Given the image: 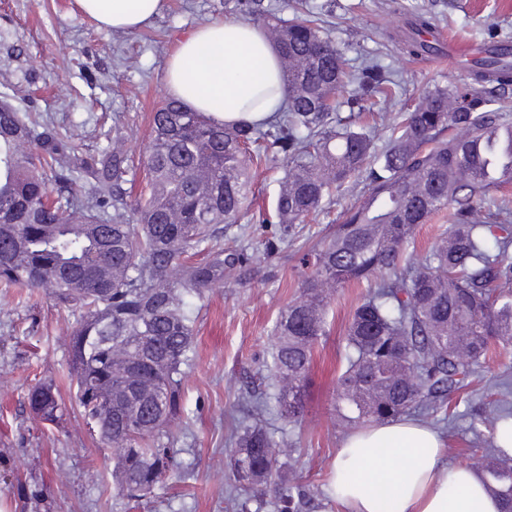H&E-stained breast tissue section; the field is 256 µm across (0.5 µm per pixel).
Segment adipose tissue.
<instances>
[{"label":"adipose tissue","mask_w":512,"mask_h":512,"mask_svg":"<svg viewBox=\"0 0 512 512\" xmlns=\"http://www.w3.org/2000/svg\"><path fill=\"white\" fill-rule=\"evenodd\" d=\"M98 28L135 31L161 14L164 0H75ZM166 82L189 109L224 124L261 122L283 100L276 53L259 28L241 20L197 28L167 61ZM330 487L345 512H502L479 473L446 461L442 435L403 417L351 433L338 451Z\"/></svg>","instance_id":"obj_1"}]
</instances>
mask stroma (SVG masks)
<instances>
[{
  "label": "stroma",
  "mask_w": 512,
  "mask_h": 512,
  "mask_svg": "<svg viewBox=\"0 0 512 512\" xmlns=\"http://www.w3.org/2000/svg\"><path fill=\"white\" fill-rule=\"evenodd\" d=\"M235 0H165L161 14L135 30H101L75 0H0V99L19 112L55 126L82 155L111 141L112 119L123 116L130 172L145 182L138 158L150 139V115L171 92L165 64L196 28L233 17ZM278 16L318 18L350 69L378 60L395 84V112L410 108L426 89L466 77L463 57L447 49L426 56L407 52L417 15L454 42H512V0H264ZM364 181L346 185L319 223L302 224L288 247L266 252L271 230L239 235L227 230L269 275L248 282L225 278L195 301L196 352L184 366L185 412L171 425L182 453L179 478L132 505L112 489V451L81 416L66 379L73 316L48 298L18 303L0 291V512H235L224 471L233 415L250 377L263 370L282 309L300 287L301 258L341 212L364 192ZM367 290L338 289L328 310V334L316 347L310 396L300 423L286 430L288 462L307 504L302 512H343L328 494L332 466L348 433L334 411L340 339L351 311ZM60 387L67 414L47 428L30 410L27 395L43 379ZM434 428L446 441L449 463L478 467L470 450V407Z\"/></svg>",
  "instance_id": "obj_1"
}]
</instances>
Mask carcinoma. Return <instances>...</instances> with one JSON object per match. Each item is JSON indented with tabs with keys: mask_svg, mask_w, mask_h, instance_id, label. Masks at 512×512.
I'll return each mask as SVG.
<instances>
[{
	"mask_svg": "<svg viewBox=\"0 0 512 512\" xmlns=\"http://www.w3.org/2000/svg\"><path fill=\"white\" fill-rule=\"evenodd\" d=\"M235 9L268 27L282 107L261 125H223L165 101L151 116L148 181L135 199L124 188L131 159L120 122L112 147L87 157L0 102V288L38 289L75 316L67 379L87 424L112 449L115 490L147 499L182 468L164 428L183 411V366L194 355L189 298L226 275L259 271L224 246V231L251 203L250 170L262 162L286 170L273 203L280 234L265 242L268 251L364 171L368 188L309 253L311 271L280 312L263 360L266 384L248 392L250 411L298 424L330 296L367 282L342 336L338 420L362 427L418 413L445 422L483 381L488 404L470 423L476 440L511 429L512 383L486 358L512 346V203L490 196L512 184V171L490 181L485 160L491 139L512 132L496 95L512 86V47L490 45L465 82L425 92L378 150L355 111L340 109L357 100L358 111L386 117L393 90L380 65L349 74L316 23L286 22L264 0H236ZM83 181L93 187L86 200L75 197ZM444 212L448 234L416 259L415 227ZM28 405L50 424L66 414L52 380L30 390ZM280 447L267 426L248 415L238 421L225 455L236 512H250L269 489L275 512H297L296 477ZM474 451L487 488L512 512V455Z\"/></svg>",
	"mask_w": 512,
	"mask_h": 512,
	"instance_id": "1",
	"label": "carcinoma"
}]
</instances>
